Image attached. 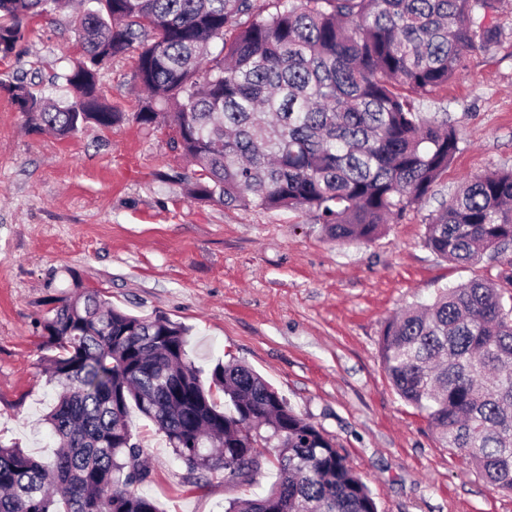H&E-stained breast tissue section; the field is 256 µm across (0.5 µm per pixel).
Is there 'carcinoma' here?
Segmentation results:
<instances>
[{"instance_id":"obj_1","label":"carcinoma","mask_w":512,"mask_h":512,"mask_svg":"<svg viewBox=\"0 0 512 512\" xmlns=\"http://www.w3.org/2000/svg\"><path fill=\"white\" fill-rule=\"evenodd\" d=\"M92 2L77 28L83 53L66 75L72 100L18 84L20 112L62 138L89 122L114 126L124 113L98 94L95 76L134 48L147 97L133 119L172 128L200 167L195 197L299 210L340 243L376 239L434 193L460 140L414 96L448 85L465 54L499 38L485 23L499 0H278L265 16L255 0ZM58 5L0 0V59ZM424 221L437 258L474 265L490 250L504 269L388 321L382 364L441 447L512 494V169L465 182ZM43 328L51 354L41 362L61 388L45 421L60 448L42 460L0 443V512H159L135 491L149 471L132 407L192 473L222 468L249 482L260 449H275L269 493L224 512H378L323 430L243 364L218 365L204 381L188 328L165 314L131 315L87 289L61 299Z\"/></svg>"}]
</instances>
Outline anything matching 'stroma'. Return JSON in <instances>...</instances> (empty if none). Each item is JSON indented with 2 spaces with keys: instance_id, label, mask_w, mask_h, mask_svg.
I'll return each mask as SVG.
<instances>
[{
  "instance_id": "35a3bbf8",
  "label": "stroma",
  "mask_w": 512,
  "mask_h": 512,
  "mask_svg": "<svg viewBox=\"0 0 512 512\" xmlns=\"http://www.w3.org/2000/svg\"><path fill=\"white\" fill-rule=\"evenodd\" d=\"M74 8L50 11L0 59V441L52 458L43 417V321L59 299L100 289L114 307L166 314L189 327L187 350L203 375L217 363L249 365L322 429L371 491L378 512H512L459 451L439 447L426 418L392 387L379 356L386 322L439 290L496 278L491 255L474 266L437 259L424 217L458 184L512 168V0L489 21L501 33L466 55L447 88L418 97L460 138L432 196L392 219L370 242L327 239L305 213L242 210L193 198L195 167L167 126L131 116L144 97L134 54L98 72L101 94L129 121L86 125L61 139L19 112L8 90L25 81L66 101V74L81 56ZM131 426L150 469L135 490L160 512H224L264 496L270 463L247 484L205 474L197 488L165 436L139 413Z\"/></svg>"
}]
</instances>
